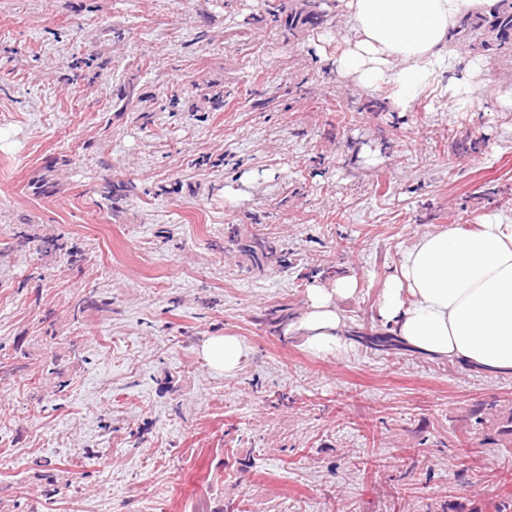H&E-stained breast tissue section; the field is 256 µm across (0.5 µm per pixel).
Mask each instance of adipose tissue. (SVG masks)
<instances>
[{
    "label": "adipose tissue",
    "mask_w": 512,
    "mask_h": 512,
    "mask_svg": "<svg viewBox=\"0 0 512 512\" xmlns=\"http://www.w3.org/2000/svg\"><path fill=\"white\" fill-rule=\"evenodd\" d=\"M349 34L332 64L368 91L386 89L407 109L421 94L443 91L451 107L470 102V74L451 76L455 50L448 33L484 0H343ZM358 290L354 278L311 285L301 324L308 349L340 352L342 300ZM378 313L409 347L482 370L512 374V223L486 220L465 230L443 225L406 249L383 280ZM244 354L233 336L202 346L209 368L233 373Z\"/></svg>",
    "instance_id": "1"
}]
</instances>
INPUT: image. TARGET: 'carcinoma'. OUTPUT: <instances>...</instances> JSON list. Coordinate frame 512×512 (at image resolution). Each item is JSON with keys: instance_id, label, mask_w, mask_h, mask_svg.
Masks as SVG:
<instances>
[{"instance_id": "carcinoma-1", "label": "carcinoma", "mask_w": 512, "mask_h": 512, "mask_svg": "<svg viewBox=\"0 0 512 512\" xmlns=\"http://www.w3.org/2000/svg\"><path fill=\"white\" fill-rule=\"evenodd\" d=\"M461 46L468 51L482 52L494 58L507 50L512 53V0H496L488 9L463 17L457 26ZM487 428L491 434L484 441L512 442V412L501 415L497 404L480 405L463 419L460 430L470 434L478 428Z\"/></svg>"}]
</instances>
